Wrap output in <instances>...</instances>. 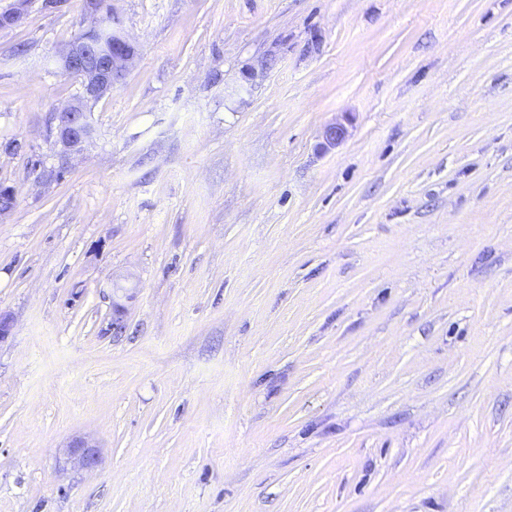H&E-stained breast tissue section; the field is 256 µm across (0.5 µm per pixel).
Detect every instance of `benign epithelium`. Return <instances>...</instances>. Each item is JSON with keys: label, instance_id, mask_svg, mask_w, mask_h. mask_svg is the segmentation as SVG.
<instances>
[{"label": "benign epithelium", "instance_id": "benign-epithelium-1", "mask_svg": "<svg viewBox=\"0 0 512 512\" xmlns=\"http://www.w3.org/2000/svg\"><path fill=\"white\" fill-rule=\"evenodd\" d=\"M89 7L97 13L86 31L97 36L96 41L82 38L69 42L58 56L61 70L76 73L81 79L82 94L79 100L63 107L53 115V132L62 146L61 160L80 150L90 135L87 105L102 98L121 79L125 78L137 57L136 43L118 27L114 13L102 12L97 0H89ZM347 129L341 123L324 128L322 147L340 144ZM112 334L121 335L126 325V307L112 301ZM71 462L81 469H93L100 460V449L91 440L80 437L69 445Z\"/></svg>", "mask_w": 512, "mask_h": 512}]
</instances>
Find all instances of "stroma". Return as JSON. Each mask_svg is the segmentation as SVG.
Segmentation results:
<instances>
[{
	"label": "stroma",
	"instance_id": "obj_1",
	"mask_svg": "<svg viewBox=\"0 0 512 512\" xmlns=\"http://www.w3.org/2000/svg\"><path fill=\"white\" fill-rule=\"evenodd\" d=\"M107 3L64 161L0 0V512H512V0ZM87 3L98 16L84 31L96 35V41L74 39L58 56L61 70L66 74H78L82 86L80 99L54 113L52 118L54 127L51 130L63 148L61 160L64 161L70 153L79 151L89 138L87 105L102 98L125 78L138 54L136 43L119 29L113 10L103 13L98 1ZM68 455L74 466L81 469H93L100 460V447L91 440L80 437L72 441L67 447Z\"/></svg>",
	"mask_w": 512,
	"mask_h": 512
}]
</instances>
